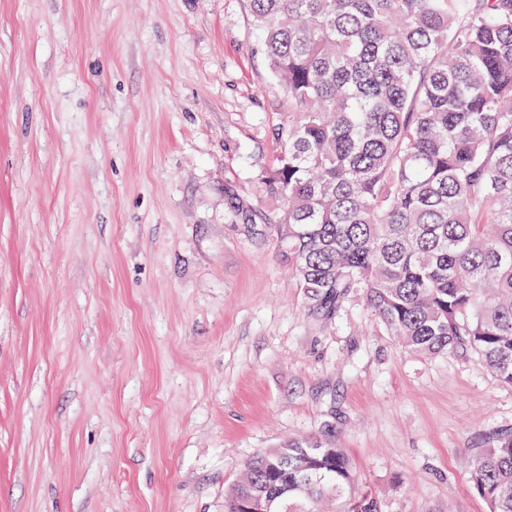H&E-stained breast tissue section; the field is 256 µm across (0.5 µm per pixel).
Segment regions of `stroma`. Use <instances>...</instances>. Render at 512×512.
<instances>
[{
  "instance_id": "stroma-1",
  "label": "stroma",
  "mask_w": 512,
  "mask_h": 512,
  "mask_svg": "<svg viewBox=\"0 0 512 512\" xmlns=\"http://www.w3.org/2000/svg\"><path fill=\"white\" fill-rule=\"evenodd\" d=\"M284 100L245 0H0V512H224L321 434L382 512H488L461 458L512 387L360 291L308 311L261 183Z\"/></svg>"
}]
</instances>
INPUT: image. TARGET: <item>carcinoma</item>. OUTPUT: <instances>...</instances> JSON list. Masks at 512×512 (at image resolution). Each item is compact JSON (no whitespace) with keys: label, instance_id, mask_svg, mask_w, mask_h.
Here are the masks:
<instances>
[{"label":"carcinoma","instance_id":"carcinoma-1","mask_svg":"<svg viewBox=\"0 0 512 512\" xmlns=\"http://www.w3.org/2000/svg\"><path fill=\"white\" fill-rule=\"evenodd\" d=\"M246 2L285 90L262 183L308 310L361 288L408 352L463 346L512 386V0ZM468 472L512 512V432ZM271 480L290 512L330 496L380 512L321 437L247 459L224 512Z\"/></svg>","mask_w":512,"mask_h":512}]
</instances>
